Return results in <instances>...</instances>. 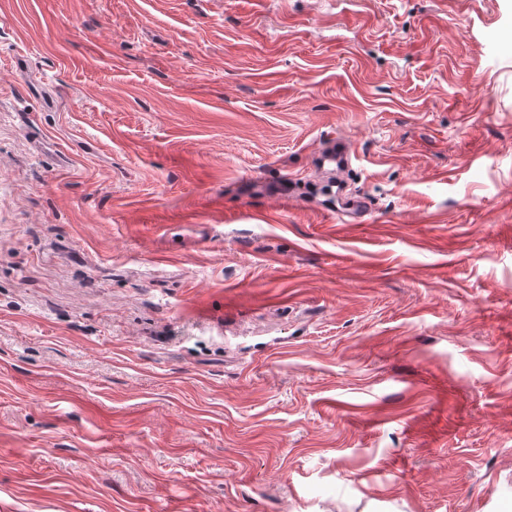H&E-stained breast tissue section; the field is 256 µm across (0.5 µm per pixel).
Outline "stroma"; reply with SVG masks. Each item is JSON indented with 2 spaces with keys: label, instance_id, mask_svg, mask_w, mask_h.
<instances>
[{
  "label": "stroma",
  "instance_id": "obj_1",
  "mask_svg": "<svg viewBox=\"0 0 512 512\" xmlns=\"http://www.w3.org/2000/svg\"><path fill=\"white\" fill-rule=\"evenodd\" d=\"M0 512H512V0H0ZM355 158L353 145L343 137L331 139L320 150V159L331 165L333 171L339 175L350 172Z\"/></svg>",
  "mask_w": 512,
  "mask_h": 512
}]
</instances>
